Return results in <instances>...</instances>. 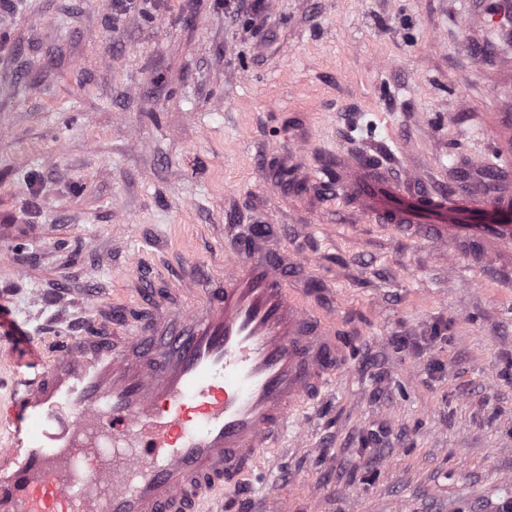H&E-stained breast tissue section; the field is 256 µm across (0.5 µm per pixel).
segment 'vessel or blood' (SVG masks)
I'll use <instances>...</instances> for the list:
<instances>
[{
    "label": "vessel or blood",
    "mask_w": 512,
    "mask_h": 512,
    "mask_svg": "<svg viewBox=\"0 0 512 512\" xmlns=\"http://www.w3.org/2000/svg\"><path fill=\"white\" fill-rule=\"evenodd\" d=\"M361 197L413 192L381 223L493 265L508 224H424L468 206L396 177L371 156L337 162ZM277 226L226 225L224 282L190 311L159 303L114 333L58 336L17 385L0 444V512H238L249 476L318 411L346 372L337 318L313 315L288 283Z\"/></svg>",
    "instance_id": "b4317fda"
}]
</instances>
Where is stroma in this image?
Instances as JSON below:
<instances>
[{"label":"stroma","mask_w":512,"mask_h":512,"mask_svg":"<svg viewBox=\"0 0 512 512\" xmlns=\"http://www.w3.org/2000/svg\"><path fill=\"white\" fill-rule=\"evenodd\" d=\"M14 0L0 14V406L34 346L224 277L273 224L314 311L356 338L303 436L263 463L284 512L512 501V269L375 221L314 170L360 152L485 211L512 188L504 0Z\"/></svg>","instance_id":"stroma-1"}]
</instances>
